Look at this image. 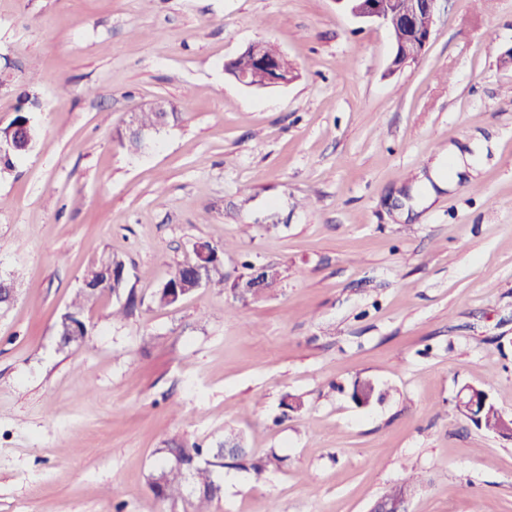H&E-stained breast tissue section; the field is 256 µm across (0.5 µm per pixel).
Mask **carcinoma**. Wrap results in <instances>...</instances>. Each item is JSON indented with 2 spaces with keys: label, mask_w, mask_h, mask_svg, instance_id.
Instances as JSON below:
<instances>
[{
  "label": "carcinoma",
  "mask_w": 512,
  "mask_h": 512,
  "mask_svg": "<svg viewBox=\"0 0 512 512\" xmlns=\"http://www.w3.org/2000/svg\"><path fill=\"white\" fill-rule=\"evenodd\" d=\"M180 120L178 112H142L137 122L147 128L157 125H168ZM228 246H211L212 259L205 270L206 287H224V252ZM123 264L117 257L109 256L92 264L86 271L84 279L94 284L92 288H80L68 303L65 317L57 318L54 329L58 339V346L62 349L80 345L90 336L89 325L86 321V312L95 304L105 292H115L125 302L116 310V314L130 315L136 308L134 291L127 290L126 282L111 283L109 274L105 272L106 263ZM279 278V270L274 265L266 266L263 273L262 287L250 292L255 298L261 293L274 287ZM195 290L194 263L179 264L173 270L171 277L164 287L156 294L155 300L160 306H171ZM237 441L235 437L225 439L215 447L202 448L198 445L185 446L177 444L164 449V456L156 465L149 477V486L155 497L164 500L176 501L184 498L187 491L188 480H193L196 493L191 501L192 512H209L212 502L219 498L221 487L214 478V467L225 466V461H231L234 467L247 469L260 475L270 467L280 462L275 455H257L245 448L239 452L228 454L224 451V444ZM196 458L205 460L206 466L195 470L192 478H187L186 472L192 467Z\"/></svg>",
  "instance_id": "carcinoma-1"
}]
</instances>
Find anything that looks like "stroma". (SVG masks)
<instances>
[{
  "label": "stroma",
  "mask_w": 512,
  "mask_h": 512,
  "mask_svg": "<svg viewBox=\"0 0 512 512\" xmlns=\"http://www.w3.org/2000/svg\"><path fill=\"white\" fill-rule=\"evenodd\" d=\"M254 42L295 80L228 79ZM510 45L512 0H439L397 71L389 32L334 0H0V128L22 108L36 129L0 172V275L21 280L0 310V512H185L149 488L161 448L228 434L282 462L213 512H370L412 474L406 512H512V440L455 407L486 386L512 416ZM158 99L181 120L123 148ZM452 147L472 171L400 219L395 194ZM199 241L228 243L223 287L158 305ZM108 254L133 315L105 295L59 349ZM246 260L281 278L242 301ZM115 263L116 265H122L124 262L117 258L108 256L107 258L100 259L99 261L92 264L86 271L83 280H88L95 286L100 285L99 288H78L74 296L68 303V311L63 319L58 316L55 324V334L58 339V346L61 349L69 348L74 345H80L86 341L90 336L89 325L86 321V312L95 304L105 292L109 291L115 293L117 299L121 300L125 297V302L115 312L116 315H131L136 308V300L133 289H129L126 293L127 286L126 281L113 283V270H112V283L109 280V274L105 272V263ZM66 321L75 324H67ZM74 335H68L69 333Z\"/></svg>",
  "instance_id": "35a3bbf8"
}]
</instances>
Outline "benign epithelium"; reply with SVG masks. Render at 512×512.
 <instances>
[{
    "instance_id": "7a95c632",
    "label": "benign epithelium",
    "mask_w": 512,
    "mask_h": 512,
    "mask_svg": "<svg viewBox=\"0 0 512 512\" xmlns=\"http://www.w3.org/2000/svg\"><path fill=\"white\" fill-rule=\"evenodd\" d=\"M339 9L353 18L385 27L394 43L392 64L401 68L416 61L424 52L432 35L438 0H410V7L402 10L396 0H334ZM256 65L266 71L267 78L256 81L251 73L225 63V72L236 82L246 87L271 88L289 84L279 76L277 61L261 51V43H253L245 49ZM484 396L480 389L464 387L457 396V407L472 420H478Z\"/></svg>"
}]
</instances>
